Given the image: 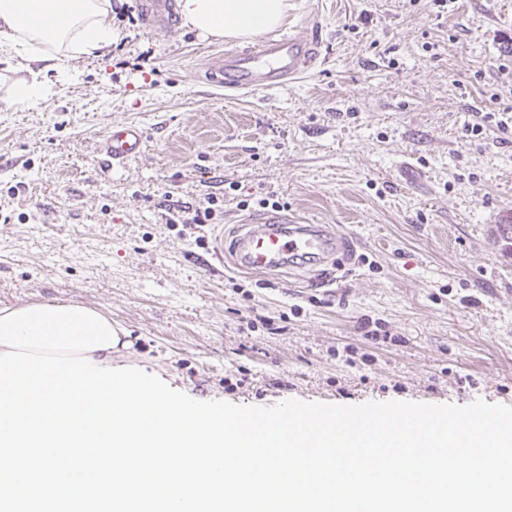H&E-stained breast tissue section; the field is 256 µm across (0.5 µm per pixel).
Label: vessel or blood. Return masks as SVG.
<instances>
[{"mask_svg": "<svg viewBox=\"0 0 512 512\" xmlns=\"http://www.w3.org/2000/svg\"><path fill=\"white\" fill-rule=\"evenodd\" d=\"M143 21L167 27L173 11L171 0H142ZM317 30L269 38L249 52L226 51L220 64L209 69L212 83L228 90L266 91L288 85L309 71L321 55ZM145 146L141 128L114 124L106 132L100 153L105 166L117 169L138 158ZM346 236L332 225L311 224L286 209H277L253 221L236 236L230 251L243 267L273 272L288 266L302 267L344 252Z\"/></svg>", "mask_w": 512, "mask_h": 512, "instance_id": "vessel-or-blood-1", "label": "vessel or blood"}]
</instances>
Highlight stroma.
Listing matches in <instances>:
<instances>
[{
	"label": "stroma",
	"instance_id": "35a3bbf8",
	"mask_svg": "<svg viewBox=\"0 0 512 512\" xmlns=\"http://www.w3.org/2000/svg\"><path fill=\"white\" fill-rule=\"evenodd\" d=\"M320 26L302 79L228 97L205 79L229 42L146 30L112 0L103 55L66 59L39 107L0 65V307L74 303L126 332L138 365L197 400L512 406V132H467L512 82V0H291ZM143 154L103 172L108 127ZM277 196L348 235L343 269L242 271L214 238ZM218 200L204 244L171 211ZM250 200L242 208L241 200Z\"/></svg>",
	"mask_w": 512,
	"mask_h": 512
}]
</instances>
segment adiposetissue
I'll use <instances>...</instances> for the list:
<instances>
[{"instance_id": "adipose-tissue-1", "label": "adipose tissue", "mask_w": 512, "mask_h": 512, "mask_svg": "<svg viewBox=\"0 0 512 512\" xmlns=\"http://www.w3.org/2000/svg\"><path fill=\"white\" fill-rule=\"evenodd\" d=\"M184 26L217 40H247L284 24L289 0H178ZM115 37L112 0H0V63L14 57L40 61L42 67L13 88L16 103L46 101L51 73L65 58L99 56Z\"/></svg>"}]
</instances>
